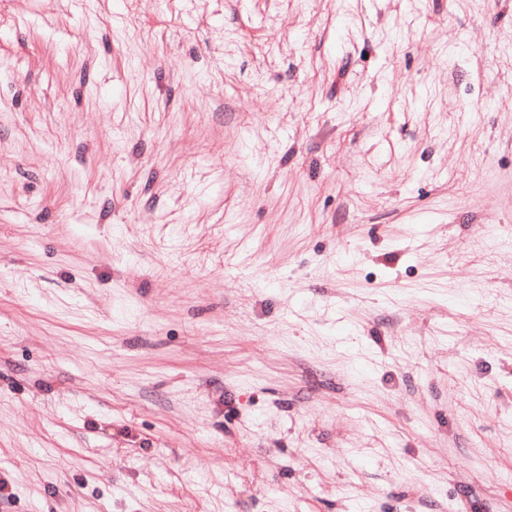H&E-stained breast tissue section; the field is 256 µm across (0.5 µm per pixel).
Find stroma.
<instances>
[{"instance_id":"35a3bbf8","label":"stroma","mask_w":512,"mask_h":512,"mask_svg":"<svg viewBox=\"0 0 512 512\" xmlns=\"http://www.w3.org/2000/svg\"><path fill=\"white\" fill-rule=\"evenodd\" d=\"M0 512H512V0H0Z\"/></svg>"}]
</instances>
